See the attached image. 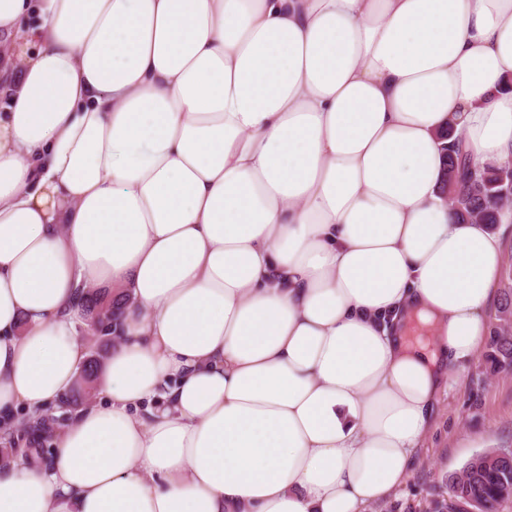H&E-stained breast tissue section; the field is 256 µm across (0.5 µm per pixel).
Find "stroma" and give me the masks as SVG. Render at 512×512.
Here are the masks:
<instances>
[{
    "label": "stroma",
    "instance_id": "35a3bbf8",
    "mask_svg": "<svg viewBox=\"0 0 512 512\" xmlns=\"http://www.w3.org/2000/svg\"><path fill=\"white\" fill-rule=\"evenodd\" d=\"M504 266L487 314L489 330L500 324V310L512 296V224L498 225ZM512 449V370L496 368L488 349L452 376L437 404L431 430L414 453L405 483L367 512H431L448 497V476L476 454Z\"/></svg>",
    "mask_w": 512,
    "mask_h": 512
}]
</instances>
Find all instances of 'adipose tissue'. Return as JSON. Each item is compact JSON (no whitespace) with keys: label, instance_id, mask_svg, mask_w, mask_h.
Here are the masks:
<instances>
[{"label":"adipose tissue","instance_id":"1","mask_svg":"<svg viewBox=\"0 0 512 512\" xmlns=\"http://www.w3.org/2000/svg\"><path fill=\"white\" fill-rule=\"evenodd\" d=\"M0 512H365L487 336L496 232L445 128L512 160V0H0ZM432 345L406 338L412 320ZM114 305L112 304V298H109V294L106 292H96L89 296L87 301V323L84 320L86 326H98L102 329L103 336H109L112 334V317L115 316ZM104 349L100 347V349L95 352V354H92L88 366L84 367V371L81 375L82 377V383H80L76 388L72 389L70 392V398L73 401H77L78 399H88L90 396V391L88 389H91L90 384L92 383V376L94 374V371L98 369L100 365V357L102 354V351ZM82 384H85L86 387H83Z\"/></svg>","mask_w":512,"mask_h":512}]
</instances>
